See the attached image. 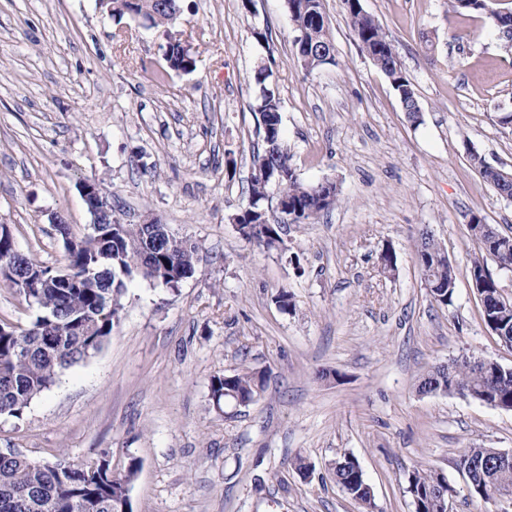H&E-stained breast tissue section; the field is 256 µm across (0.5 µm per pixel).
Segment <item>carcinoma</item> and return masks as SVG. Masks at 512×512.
<instances>
[{
	"label": "carcinoma",
	"mask_w": 512,
	"mask_h": 512,
	"mask_svg": "<svg viewBox=\"0 0 512 512\" xmlns=\"http://www.w3.org/2000/svg\"><path fill=\"white\" fill-rule=\"evenodd\" d=\"M344 4L360 49L388 78L407 119L420 122L417 94L383 28L364 10L361 0H344ZM449 5L456 11L487 14L494 29L512 41V11L494 10L489 0H449ZM285 7L294 25L302 66L311 72L335 63L327 59L334 44L323 0H285ZM179 12L181 0H114L112 16L119 20L128 16L163 28L167 67L189 73L195 67L190 44L181 38L174 43L169 34V21ZM269 76L265 67L255 75L260 95L254 111L263 127V150L253 157L250 198L235 219L247 242L278 251L286 224L316 219L336 206L339 191L334 184L307 185L299 179L283 141L280 98L266 86ZM470 160L500 195L512 198V181L501 171L486 166L476 153L470 154ZM283 199L288 201V221L270 222L269 204ZM485 227L480 217H471L469 229L480 245V253L471 260V282L483 301L484 324L500 331L499 340L512 344V301L501 295L487 266L491 259L501 268H512V237H506L509 245L504 247L492 240ZM144 229L143 224H116L105 235L89 230L81 237L61 236L68 280L59 278L58 269L43 266L35 270L38 263L15 250L14 238L0 234V258H9L19 276L31 277L18 293L39 309L35 320L24 329L0 325V414L22 418L31 402L47 391L60 373L101 351L120 323L121 298L128 282L140 277L176 289L193 276L198 243L176 234L172 242L149 245ZM417 260L431 297L439 304H451L456 275L439 243L427 232L417 246ZM89 268L96 270L91 281L83 279ZM264 382L265 373L247 367L231 375L214 376L211 399L217 408L227 400L248 406L257 400ZM432 386L512 410V378L500 379L475 367L472 360L455 365L449 374L440 366L433 367L421 379L418 390ZM496 459V449L482 446H473L461 456L467 465L472 496L489 500L483 487L490 476L487 467ZM139 469L138 458L130 456L122 471H114L108 449L81 464H72L63 456L46 461L19 453L0 455V512H123ZM359 469L357 458L345 454L334 462L333 475L344 493L363 506L371 502L372 490L364 475L357 474ZM437 485L443 498H449V487L437 472L416 468L409 474L407 492L415 512H437L433 494Z\"/></svg>",
	"instance_id": "obj_1"
}]
</instances>
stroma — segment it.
<instances>
[{
  "mask_svg": "<svg viewBox=\"0 0 512 512\" xmlns=\"http://www.w3.org/2000/svg\"><path fill=\"white\" fill-rule=\"evenodd\" d=\"M336 62L306 72L284 0H183L176 29L195 68L168 70L159 30L114 20L96 0H0V225L50 267L82 235L79 184L97 179L125 219H152L200 244L177 291L135 279L102 350L63 371L23 418L0 415V451L79 464L104 449L114 469L141 462L132 512H361L332 476L355 456L372 512H414L408 474L441 471L453 512H501L471 497L467 448L512 451V410L421 393L433 367L483 358L512 368L485 326L470 280L471 216L512 236V200L470 161L512 169V50L485 15L448 0H362L382 25L421 107L411 124L389 80L360 50L343 0H323ZM266 35L258 43L255 32ZM282 102L303 183L339 202L291 224L287 255L246 242L261 143L258 67ZM456 274L451 305L430 296L422 230ZM396 269L382 270L385 248ZM292 297L286 312L279 290ZM267 371L247 407H214L213 376ZM303 456L307 472L291 462Z\"/></svg>",
  "mask_w": 512,
  "mask_h": 512,
  "instance_id": "35a3bbf8",
  "label": "stroma"
}]
</instances>
